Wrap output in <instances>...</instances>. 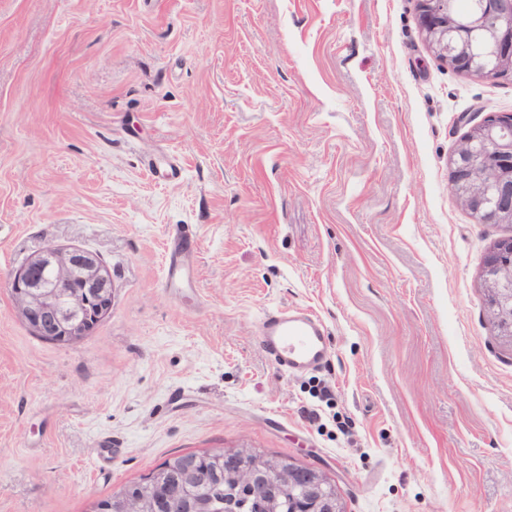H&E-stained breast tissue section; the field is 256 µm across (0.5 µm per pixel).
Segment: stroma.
I'll use <instances>...</instances> for the list:
<instances>
[{
	"instance_id": "1",
	"label": "stroma",
	"mask_w": 512,
	"mask_h": 512,
	"mask_svg": "<svg viewBox=\"0 0 512 512\" xmlns=\"http://www.w3.org/2000/svg\"><path fill=\"white\" fill-rule=\"evenodd\" d=\"M489 112L512 80L432 54L418 0H0V512H91L220 448L324 471L344 512H512V344L480 281L512 224L449 186L459 115ZM52 246L112 279L64 344L12 293ZM273 308L323 322L325 365L270 361ZM173 243L174 248L167 267V275L171 280L180 279L186 275L182 254L188 250L187 240L178 233L174 236Z\"/></svg>"
}]
</instances>
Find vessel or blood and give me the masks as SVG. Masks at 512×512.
<instances>
[{
    "label": "vessel or blood",
    "instance_id": "vessel-or-blood-1",
    "mask_svg": "<svg viewBox=\"0 0 512 512\" xmlns=\"http://www.w3.org/2000/svg\"><path fill=\"white\" fill-rule=\"evenodd\" d=\"M167 275L175 280L185 276L183 254L188 249L182 235L173 238ZM260 337L264 350L277 368L296 372L323 365L328 358L324 326L305 310L276 309L262 320Z\"/></svg>",
    "mask_w": 512,
    "mask_h": 512
}]
</instances>
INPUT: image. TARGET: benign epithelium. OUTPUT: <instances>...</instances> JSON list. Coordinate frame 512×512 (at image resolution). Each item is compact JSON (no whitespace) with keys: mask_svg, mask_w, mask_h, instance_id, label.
Returning <instances> with one entry per match:
<instances>
[{"mask_svg":"<svg viewBox=\"0 0 512 512\" xmlns=\"http://www.w3.org/2000/svg\"><path fill=\"white\" fill-rule=\"evenodd\" d=\"M498 17L488 25L479 16L462 17L455 0H418L419 21L431 52L465 75L490 79L512 77V0H483ZM512 113L488 112L461 139L450 159V189L479 224L512 223ZM488 313L498 335L512 341V236L492 244L481 270ZM12 292L33 332L46 340L71 342L86 335L112 304V282L100 260L80 249L49 248L19 270ZM224 481L257 500L274 504L292 488L295 468L252 448H234ZM305 491L298 512H343L337 499L324 496L328 475L304 469ZM185 497L170 499V512H206L194 496L196 481L184 474ZM118 512H159V500L130 485L112 490Z\"/></svg>","mask_w":512,"mask_h":512,"instance_id":"1","label":"benign epithelium"}]
</instances>
